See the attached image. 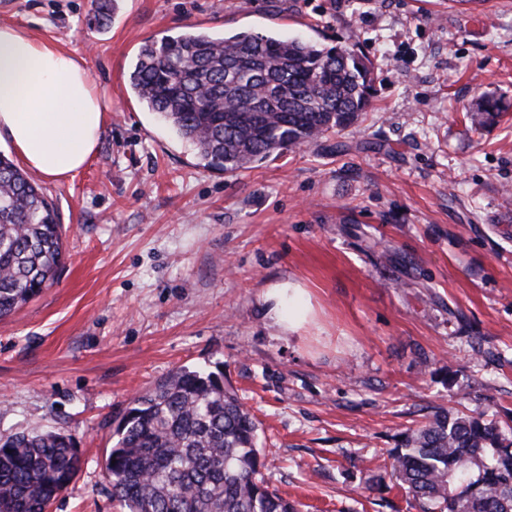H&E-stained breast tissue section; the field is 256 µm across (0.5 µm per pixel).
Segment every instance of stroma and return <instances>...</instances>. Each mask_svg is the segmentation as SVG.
Masks as SVG:
<instances>
[{"label": "stroma", "mask_w": 512, "mask_h": 512, "mask_svg": "<svg viewBox=\"0 0 512 512\" xmlns=\"http://www.w3.org/2000/svg\"><path fill=\"white\" fill-rule=\"evenodd\" d=\"M0 0V23L82 58L108 108L72 180L57 280L0 318V438L72 435L48 512H125L103 463L134 397L220 368L260 423L261 475L299 512H419L367 490L432 408L512 410V0ZM346 45L377 76L354 127L226 174L132 95L138 47L185 27ZM500 114L472 126L484 99ZM304 296L282 328L268 293ZM488 357L477 356V349Z\"/></svg>", "instance_id": "stroma-1"}]
</instances>
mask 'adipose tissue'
Instances as JSON below:
<instances>
[{"mask_svg": "<svg viewBox=\"0 0 512 512\" xmlns=\"http://www.w3.org/2000/svg\"><path fill=\"white\" fill-rule=\"evenodd\" d=\"M107 119L99 90L72 54L0 24V142L25 167L55 182L74 179Z\"/></svg>", "mask_w": 512, "mask_h": 512, "instance_id": "1", "label": "adipose tissue"}]
</instances>
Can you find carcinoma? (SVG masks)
<instances>
[{
  "label": "carcinoma",
  "mask_w": 512,
  "mask_h": 512,
  "mask_svg": "<svg viewBox=\"0 0 512 512\" xmlns=\"http://www.w3.org/2000/svg\"><path fill=\"white\" fill-rule=\"evenodd\" d=\"M131 88L209 168L234 174L353 126L374 93L371 62L342 45L275 34L187 30L144 42ZM498 115L487 99L471 113ZM55 204L0 153V317L56 278ZM259 422L222 373L181 367L133 401L105 458L128 512H297L259 478ZM390 476L421 512H512V423L437 408L402 431ZM81 457L55 430L0 438V512H44L75 480Z\"/></svg>",
  "instance_id": "cac0c4a2"
}]
</instances>
